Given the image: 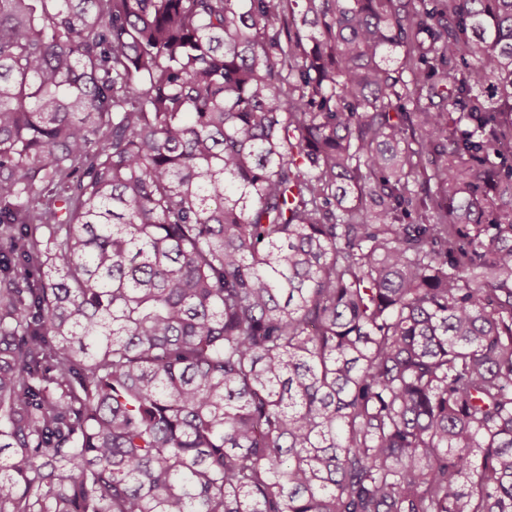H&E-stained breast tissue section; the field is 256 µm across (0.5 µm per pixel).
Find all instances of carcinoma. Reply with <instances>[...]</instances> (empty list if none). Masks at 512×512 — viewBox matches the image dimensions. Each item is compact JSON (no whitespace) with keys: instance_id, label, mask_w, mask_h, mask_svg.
Returning <instances> with one entry per match:
<instances>
[{"instance_id":"obj_1","label":"carcinoma","mask_w":512,"mask_h":512,"mask_svg":"<svg viewBox=\"0 0 512 512\" xmlns=\"http://www.w3.org/2000/svg\"><path fill=\"white\" fill-rule=\"evenodd\" d=\"M0 512H512V0H0Z\"/></svg>"}]
</instances>
